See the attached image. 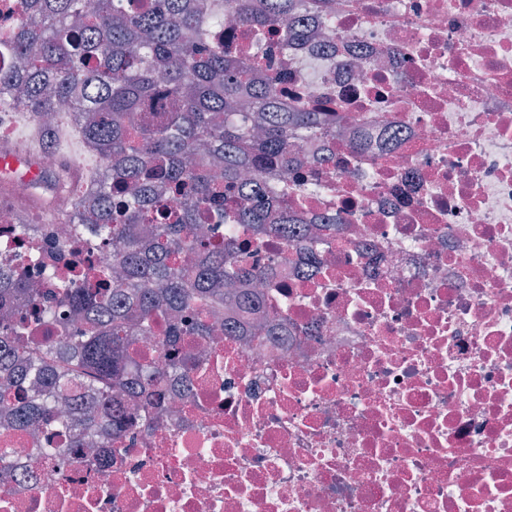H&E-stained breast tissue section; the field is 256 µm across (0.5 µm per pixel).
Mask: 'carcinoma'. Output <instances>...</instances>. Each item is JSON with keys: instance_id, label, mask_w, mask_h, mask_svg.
<instances>
[{"instance_id": "carcinoma-1", "label": "carcinoma", "mask_w": 512, "mask_h": 512, "mask_svg": "<svg viewBox=\"0 0 512 512\" xmlns=\"http://www.w3.org/2000/svg\"><path fill=\"white\" fill-rule=\"evenodd\" d=\"M317 2L222 0L261 47L246 57L214 39L208 7L190 0L158 9L136 0H96L91 9L84 0H23L27 18L0 39L13 60L0 68V105L30 115L69 105L108 165L94 187V222H85L81 196L70 233L112 246V256L63 277L36 250L0 263L1 426L68 437L47 456L107 448L125 415L85 400L100 384L140 398L151 424L155 390L195 369L178 345L210 335L217 304L255 306L247 283L268 275L248 242L227 238L215 248L224 225L241 224L258 240L276 232L305 251L309 266L318 263L320 228L296 235L284 206L290 184L305 179L297 142L332 136L336 116L290 106L288 70L273 66V51L320 37L298 19ZM160 196L179 198L180 213L157 208ZM73 315L83 320L78 331ZM159 320L170 350L162 367L135 351ZM35 322L55 329L57 352L31 336ZM253 331L224 319L226 336Z\"/></svg>"}]
</instances>
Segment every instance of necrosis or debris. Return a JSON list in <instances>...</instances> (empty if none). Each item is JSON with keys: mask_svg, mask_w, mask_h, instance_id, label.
<instances>
[{"mask_svg": "<svg viewBox=\"0 0 512 512\" xmlns=\"http://www.w3.org/2000/svg\"><path fill=\"white\" fill-rule=\"evenodd\" d=\"M316 18L329 47L289 49V97L342 120L288 212L337 220L324 264L302 274L265 237L270 332L214 336L111 461L0 429V512H512V0H320ZM36 173L0 206V263Z\"/></svg>", "mask_w": 512, "mask_h": 512, "instance_id": "obj_1", "label": "necrosis or debris"}]
</instances>
